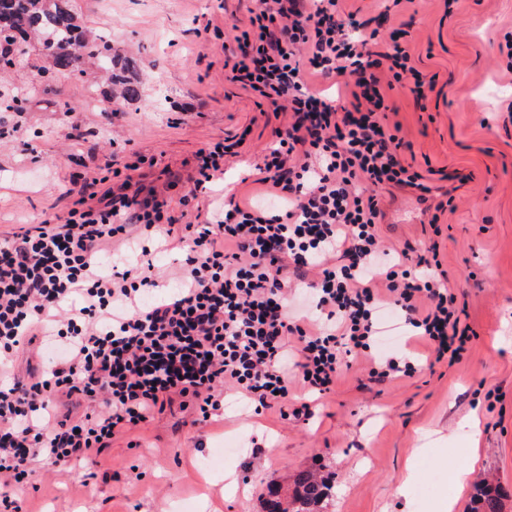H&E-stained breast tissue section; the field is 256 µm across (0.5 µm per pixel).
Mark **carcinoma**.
<instances>
[{"label": "carcinoma", "instance_id": "1", "mask_svg": "<svg viewBox=\"0 0 512 512\" xmlns=\"http://www.w3.org/2000/svg\"><path fill=\"white\" fill-rule=\"evenodd\" d=\"M38 38V54L44 64L38 75L45 81L82 72L91 62L103 73L104 93L121 102L142 97L135 76V61L112 47V40L79 24L73 0H0V71L14 64L17 51L32 37ZM34 85L0 91V109L21 112ZM334 485L329 476L311 470L297 472L292 486L271 493L266 512H324ZM512 501V490L500 484L480 480L473 486L468 512H505Z\"/></svg>", "mask_w": 512, "mask_h": 512}]
</instances>
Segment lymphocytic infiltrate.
Returning <instances> with one entry per match:
<instances>
[{
	"instance_id": "obj_1",
	"label": "lymphocytic infiltrate",
	"mask_w": 512,
	"mask_h": 512,
	"mask_svg": "<svg viewBox=\"0 0 512 512\" xmlns=\"http://www.w3.org/2000/svg\"><path fill=\"white\" fill-rule=\"evenodd\" d=\"M341 2L257 0L249 28L234 36L233 80L291 115L255 167L277 206L230 199L204 221L178 222L198 210L197 188L223 175L240 135L198 151L180 213L169 202L177 181L144 192L126 180L101 205L79 199L66 215L0 237V512H23L36 458L97 463L115 436L176 396L191 398L202 422L223 410L228 390L255 414L307 421L314 411L293 385L325 396L357 357L378 384L415 374L417 361L371 353L384 310L425 344L428 365L465 356L475 332L436 246L389 248L378 231L376 189L430 191L383 122L389 89L404 83L420 99L425 83L405 30L393 28L375 50L376 33L342 14ZM312 76L340 79L346 96L313 89ZM174 235L185 259L171 297L145 305L158 284L152 264L102 267L114 246L147 255ZM35 341L58 355L20 378L11 358ZM62 397L102 408L61 415Z\"/></svg>"
}]
</instances>
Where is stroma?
<instances>
[{
  "mask_svg": "<svg viewBox=\"0 0 512 512\" xmlns=\"http://www.w3.org/2000/svg\"><path fill=\"white\" fill-rule=\"evenodd\" d=\"M82 22L110 33L137 62L135 103L88 98L93 72L36 91L23 112H0V237L42 213L66 214L78 198L96 206L120 176L110 157H143L136 174L162 185L166 172L192 189L196 155L249 130L203 204L255 194L241 182L285 114L231 79L237 30L255 0H74ZM379 35L402 23L414 66L435 86L425 100L393 94L390 124L404 156L436 191H383L379 231L386 245L437 243L448 287L465 302L477 335L455 364L422 367L377 386L364 359L316 401L308 422L255 415L228 397L223 419L194 421L178 397L142 428L116 437L102 464H35L25 512H263L269 485L319 465L336 479L328 512H437L449 473L476 450L474 478L512 486V0H405L394 17L379 0H346ZM461 182L453 209L437 211L449 175ZM235 452L210 467L215 448ZM416 475L398 488L407 467ZM238 481L228 492V477Z\"/></svg>",
  "mask_w": 512,
  "mask_h": 512,
  "instance_id": "35a3bbf8",
  "label": "stroma"
}]
</instances>
